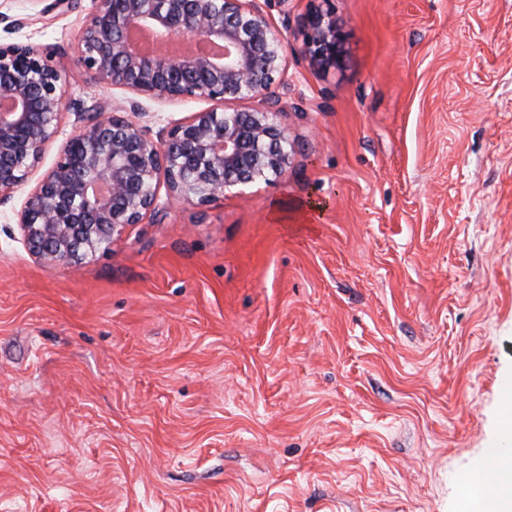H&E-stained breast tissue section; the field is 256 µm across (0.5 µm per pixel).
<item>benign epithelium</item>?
Listing matches in <instances>:
<instances>
[{"instance_id":"1","label":"benign epithelium","mask_w":512,"mask_h":512,"mask_svg":"<svg viewBox=\"0 0 512 512\" xmlns=\"http://www.w3.org/2000/svg\"><path fill=\"white\" fill-rule=\"evenodd\" d=\"M268 2L93 0L79 62L93 79L129 94V116L66 98L49 51L0 42V204L39 168L64 115L79 122L20 211L32 255L50 265L83 263L126 225L156 214L162 184L171 204H206L287 171L293 145L276 122L281 100L270 93L285 49ZM136 28L201 39L221 52L146 53L129 38ZM344 40L332 12L317 10L306 21L302 53L327 72L342 64ZM197 99L212 107L154 138L135 120L145 102ZM254 100L263 106H245Z\"/></svg>"}]
</instances>
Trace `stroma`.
I'll list each match as a JSON object with an SVG mask.
<instances>
[{
	"label": "stroma",
	"instance_id": "1",
	"mask_svg": "<svg viewBox=\"0 0 512 512\" xmlns=\"http://www.w3.org/2000/svg\"><path fill=\"white\" fill-rule=\"evenodd\" d=\"M0 0L67 98L92 0ZM332 11L341 68L302 54ZM287 172L80 266L0 205V512H472L512 419V0H270Z\"/></svg>",
	"mask_w": 512,
	"mask_h": 512
}]
</instances>
